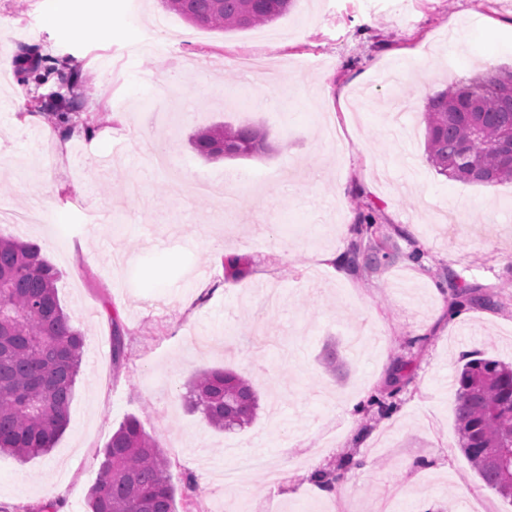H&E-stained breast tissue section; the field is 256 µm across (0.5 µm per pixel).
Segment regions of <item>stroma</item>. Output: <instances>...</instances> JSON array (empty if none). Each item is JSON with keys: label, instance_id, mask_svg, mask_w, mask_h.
Instances as JSON below:
<instances>
[{"label": "stroma", "instance_id": "35a3bbf8", "mask_svg": "<svg viewBox=\"0 0 512 512\" xmlns=\"http://www.w3.org/2000/svg\"><path fill=\"white\" fill-rule=\"evenodd\" d=\"M71 8L81 31L50 22L46 0H0V55L30 47L81 68L79 124L56 140L24 116L57 81L0 70V103L13 106L0 115V235L41 244L86 333L54 448L25 463L0 455V512H86L101 451L130 416L175 487L196 479L177 512H512L461 452L454 416L466 354L512 363V183L438 174L413 91L425 73L438 92L512 66L487 33L512 21V0H294L274 22L225 32L159 0ZM246 53L275 66L278 86L239 69ZM223 123L264 129L267 154L198 157L190 136ZM159 147L181 177L154 168ZM191 174L210 179L192 199ZM361 201L393 258L331 279L323 259L357 240ZM225 255L247 256L251 274L224 281ZM455 275L498 292V307L449 319ZM331 344L333 373L321 363ZM218 368L259 393L244 429L215 431L184 399L195 371ZM381 395L389 411L372 405ZM249 454L262 465L243 466ZM313 471L333 477L332 495L315 494Z\"/></svg>", "mask_w": 512, "mask_h": 512}]
</instances>
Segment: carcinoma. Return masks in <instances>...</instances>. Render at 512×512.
Instances as JSON below:
<instances>
[{"mask_svg": "<svg viewBox=\"0 0 512 512\" xmlns=\"http://www.w3.org/2000/svg\"><path fill=\"white\" fill-rule=\"evenodd\" d=\"M194 25L248 29L285 15L293 0H161ZM23 79L55 77L73 90L80 67L45 65L28 48L19 55ZM80 96L32 105L65 134L73 129ZM425 153L436 171L479 184L512 182V69H497L454 83L427 99L423 109ZM193 150L207 160L248 158L266 150L267 136L250 125H215L196 133ZM224 280L249 274V260L229 256ZM59 272L33 243L0 236V453L20 461L48 454L68 425L79 374L84 333L74 328L58 298ZM452 302L494 309L498 294L480 293L453 278ZM112 362L126 354L113 322ZM456 428L460 449L483 483L512 503V365L477 353L456 379ZM188 405L219 431L251 424L259 406L248 380L229 369L197 372L187 383ZM176 489L158 444L135 417L125 419L103 449L101 475L87 499L88 512H176Z\"/></svg>", "mask_w": 512, "mask_h": 512, "instance_id": "1", "label": "carcinoma"}]
</instances>
